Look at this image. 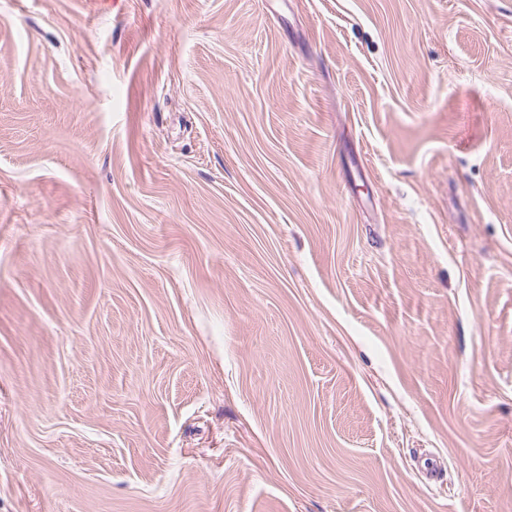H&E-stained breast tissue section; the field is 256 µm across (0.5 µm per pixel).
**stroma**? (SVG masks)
<instances>
[{
    "label": "stroma",
    "instance_id": "1",
    "mask_svg": "<svg viewBox=\"0 0 512 512\" xmlns=\"http://www.w3.org/2000/svg\"><path fill=\"white\" fill-rule=\"evenodd\" d=\"M0 512H512V0H0Z\"/></svg>",
    "mask_w": 512,
    "mask_h": 512
}]
</instances>
